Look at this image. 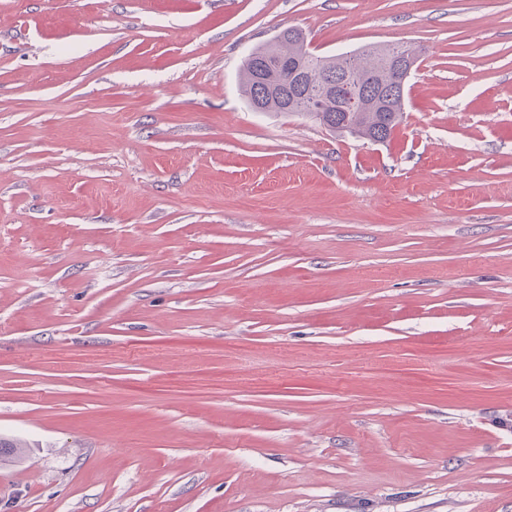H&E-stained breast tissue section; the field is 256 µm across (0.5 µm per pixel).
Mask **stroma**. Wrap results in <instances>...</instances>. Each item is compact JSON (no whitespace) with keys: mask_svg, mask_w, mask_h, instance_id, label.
Returning <instances> with one entry per match:
<instances>
[{"mask_svg":"<svg viewBox=\"0 0 512 512\" xmlns=\"http://www.w3.org/2000/svg\"><path fill=\"white\" fill-rule=\"evenodd\" d=\"M417 57L386 141L258 45ZM512 0H0V512H512ZM270 47L269 42L257 47L246 59L243 65L241 74V90L242 93L250 106L253 101L261 96L266 106L265 112H280V109L284 108V112H288V107L294 102V109L297 111L305 110L307 107V97H301L307 90L308 84L303 79L299 80L297 77H291L290 75L284 77H272V71L267 70L266 76L272 77L271 82L277 83L278 86L272 94L267 96L266 88L264 85L259 84L256 81V64L261 58L263 53ZM254 56L255 59H251ZM299 98V99H297ZM297 99V100H296ZM288 103L287 106H285Z\"/></svg>","mask_w":512,"mask_h":512,"instance_id":"1","label":"stroma"}]
</instances>
